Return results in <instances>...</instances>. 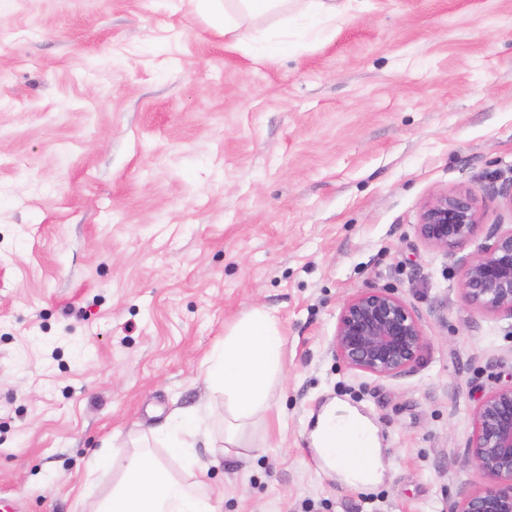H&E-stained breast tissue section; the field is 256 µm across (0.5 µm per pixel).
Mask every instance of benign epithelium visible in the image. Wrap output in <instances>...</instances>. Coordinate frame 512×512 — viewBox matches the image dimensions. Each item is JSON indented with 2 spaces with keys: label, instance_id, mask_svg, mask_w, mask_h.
I'll list each match as a JSON object with an SVG mask.
<instances>
[{
  "label": "benign epithelium",
  "instance_id": "benign-epithelium-1",
  "mask_svg": "<svg viewBox=\"0 0 512 512\" xmlns=\"http://www.w3.org/2000/svg\"><path fill=\"white\" fill-rule=\"evenodd\" d=\"M483 214L473 191L440 192L424 206L418 224L429 246L455 252L481 231ZM492 243L464 260L462 296L477 310L512 316V227L488 232ZM424 348L418 318L393 290L368 288L348 298L336 322L332 351L347 366L392 378L416 363ZM462 464L483 482L459 492L444 512H512V385L490 391L477 407Z\"/></svg>",
  "mask_w": 512,
  "mask_h": 512
}]
</instances>
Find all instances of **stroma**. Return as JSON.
Listing matches in <instances>:
<instances>
[{"instance_id":"obj_1","label":"stroma","mask_w":512,"mask_h":512,"mask_svg":"<svg viewBox=\"0 0 512 512\" xmlns=\"http://www.w3.org/2000/svg\"><path fill=\"white\" fill-rule=\"evenodd\" d=\"M320 37L224 0H0V512H91L170 414L224 398L202 363L254 309L286 338L250 451L218 455L224 512H442L473 413L512 383V318L461 296L479 233L418 235L436 193L512 225V0H336ZM286 48L267 57L269 43ZM390 288L418 316L395 378L331 350L344 302ZM374 427L381 483L315 449L336 407ZM287 0H225L224 1V41L232 38L239 27V18L262 12H271L282 6ZM227 3H234L231 8Z\"/></svg>"}]
</instances>
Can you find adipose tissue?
Listing matches in <instances>:
<instances>
[{
	"label": "adipose tissue",
	"mask_w": 512,
	"mask_h": 512,
	"mask_svg": "<svg viewBox=\"0 0 512 512\" xmlns=\"http://www.w3.org/2000/svg\"><path fill=\"white\" fill-rule=\"evenodd\" d=\"M283 347L276 317L257 309L225 334L206 358V383L211 391L223 393L227 409L225 448L242 447L244 428L268 410ZM210 437L202 413L174 412L160 439L178 460V472L162 466L151 453L134 449L97 512H223L224 501L208 492V467L195 452L197 443ZM314 443L345 482L366 487L380 481V450L364 418L329 411L319 422Z\"/></svg>",
	"instance_id": "adipose-tissue-1"
}]
</instances>
